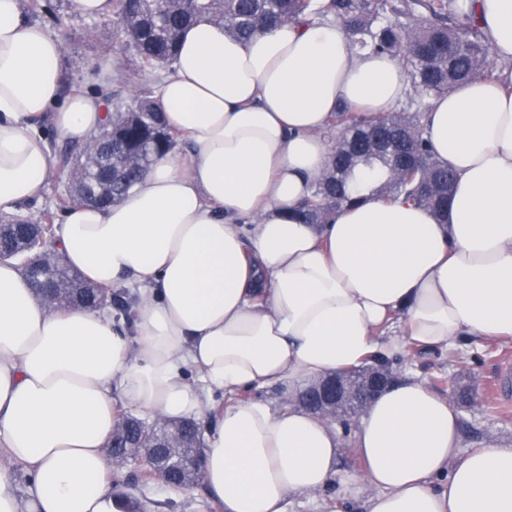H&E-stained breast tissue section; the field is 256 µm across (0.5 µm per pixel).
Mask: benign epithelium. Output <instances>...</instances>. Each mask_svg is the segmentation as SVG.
<instances>
[{"label": "benign epithelium", "instance_id": "7a95c632", "mask_svg": "<svg viewBox=\"0 0 512 512\" xmlns=\"http://www.w3.org/2000/svg\"><path fill=\"white\" fill-rule=\"evenodd\" d=\"M395 378L392 369L382 363L373 362L350 373H330L307 388L297 401L320 418L331 417L340 426L358 418L368 402L380 393ZM158 481L176 488L189 484L190 469L182 464L167 463L160 467L153 456L140 459Z\"/></svg>", "mask_w": 512, "mask_h": 512}]
</instances>
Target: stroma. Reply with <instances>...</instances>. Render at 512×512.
<instances>
[{
    "instance_id": "stroma-1",
    "label": "stroma",
    "mask_w": 512,
    "mask_h": 512,
    "mask_svg": "<svg viewBox=\"0 0 512 512\" xmlns=\"http://www.w3.org/2000/svg\"><path fill=\"white\" fill-rule=\"evenodd\" d=\"M62 20L50 34L66 47L61 60L64 79L73 92H89L90 88L110 79L125 57L112 41V19H90L76 14L70 0H50ZM512 355V341H478L449 347L444 351H421L405 359L400 371H408L437 394L453 398L459 415V453L484 446L512 448V411L500 416L486 411L493 401V379L504 355ZM473 399L458 401L461 391ZM130 465L119 474V486L140 501V512H223L213 501L204 485L184 490L165 486L156 481L144 482ZM286 512H363V501L343 494L340 482L325 490L289 497Z\"/></svg>"
}]
</instances>
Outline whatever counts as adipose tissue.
<instances>
[{"instance_id":"obj_1","label":"adipose tissue","mask_w":512,"mask_h":512,"mask_svg":"<svg viewBox=\"0 0 512 512\" xmlns=\"http://www.w3.org/2000/svg\"><path fill=\"white\" fill-rule=\"evenodd\" d=\"M479 5L512 60V0ZM62 46L0 0V216L41 201L51 173L40 132L82 143L104 112L63 96ZM408 90L391 58L355 50L332 19L247 40L197 20L157 95L187 152L157 158L118 205L64 213L57 248L105 287H136L132 332L98 310L48 309L0 262V512H123L106 448L125 405L164 419L205 416L215 389L296 393L327 373L405 346L512 339V73L433 100L426 134L460 172L444 220L373 196L325 224L291 209L310 193L339 108L393 111ZM199 380L191 385L186 370ZM366 512H512V448L458 455L452 403L400 375L353 430ZM205 486L224 512H284L337 476L342 429L311 413L241 401L207 431Z\"/></svg>"}]
</instances>
